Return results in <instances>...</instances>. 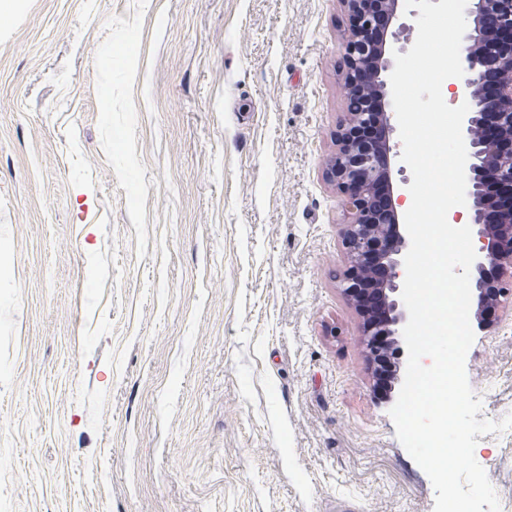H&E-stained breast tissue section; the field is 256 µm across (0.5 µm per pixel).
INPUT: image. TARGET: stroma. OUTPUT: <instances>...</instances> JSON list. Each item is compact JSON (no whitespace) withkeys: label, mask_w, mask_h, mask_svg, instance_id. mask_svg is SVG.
<instances>
[{"label":"stroma","mask_w":512,"mask_h":512,"mask_svg":"<svg viewBox=\"0 0 512 512\" xmlns=\"http://www.w3.org/2000/svg\"><path fill=\"white\" fill-rule=\"evenodd\" d=\"M338 0H16L0 512H433L341 290ZM512 413V316L475 329ZM477 462L512 512V430Z\"/></svg>","instance_id":"stroma-1"}]
</instances>
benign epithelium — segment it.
I'll list each match as a JSON object with an SVG mask.
<instances>
[{
  "instance_id": "obj_1",
  "label": "benign epithelium",
  "mask_w": 512,
  "mask_h": 512,
  "mask_svg": "<svg viewBox=\"0 0 512 512\" xmlns=\"http://www.w3.org/2000/svg\"><path fill=\"white\" fill-rule=\"evenodd\" d=\"M405 0H340L348 15L344 29L342 89L346 112L338 124L336 151L325 162L342 212L341 235L347 269L343 292L360 317L366 346L379 332L397 344L409 314L401 298L404 258L410 238L400 231L403 194L393 185L391 94L384 74L393 66L388 51ZM466 31L460 54L464 75L452 85L469 105L462 133L468 153L466 202L481 247L471 271L477 296V325L491 328L507 312L512 295V0H467ZM492 39L474 47L476 27ZM373 126L379 136H355ZM372 287V306L356 304L358 283Z\"/></svg>"
}]
</instances>
